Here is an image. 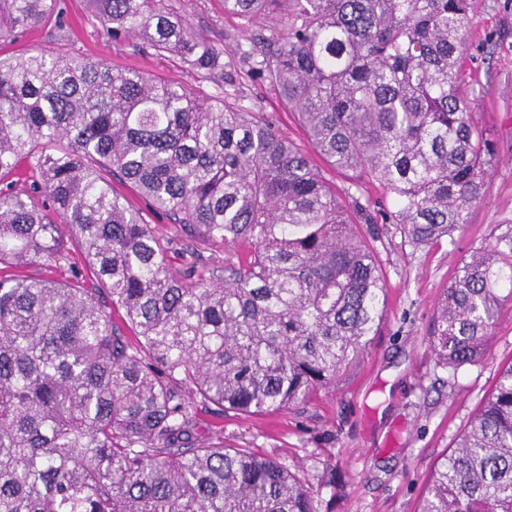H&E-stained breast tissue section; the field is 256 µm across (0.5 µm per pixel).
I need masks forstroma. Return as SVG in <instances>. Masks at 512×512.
Segmentation results:
<instances>
[{
  "instance_id": "1",
  "label": "stroma",
  "mask_w": 512,
  "mask_h": 512,
  "mask_svg": "<svg viewBox=\"0 0 512 512\" xmlns=\"http://www.w3.org/2000/svg\"><path fill=\"white\" fill-rule=\"evenodd\" d=\"M195 33L224 49V71L201 79L175 56L139 40L104 37L88 0H66L62 26L30 29L17 49L104 59L158 76L208 98L237 101L272 118L280 134L302 149L310 143L277 91L248 78L241 51L258 36L285 34L283 20L258 27L226 13L224 0H170ZM474 118L495 151L483 199L452 239L417 250L396 229L380 227L374 246L386 283L382 329L356 367L307 402L270 415H246L198 404L192 442L223 440L288 466L309 489L316 512H419L436 463L452 449L502 367L512 363V303L506 304L482 356L450 368L429 348L444 290L472 247L495 225L512 224V0H473L472 26L462 58ZM116 192L140 209L168 243L170 272L196 267L223 277L225 261L244 259L247 246L200 240L146 208L130 187Z\"/></svg>"
}]
</instances>
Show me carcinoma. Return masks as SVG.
<instances>
[{"label": "carcinoma", "mask_w": 512, "mask_h": 512, "mask_svg": "<svg viewBox=\"0 0 512 512\" xmlns=\"http://www.w3.org/2000/svg\"><path fill=\"white\" fill-rule=\"evenodd\" d=\"M89 2L108 37L206 75L224 67L167 0ZM471 7L224 0L288 18L286 36L244 53L250 75L278 90L345 195L383 189V222L416 249L466 223L492 166L460 65ZM62 15L61 0H0V42ZM114 182L212 242L248 243V257L223 281L172 276L168 243ZM376 223L261 112L106 60L1 55L0 266L57 264L77 247L93 287L82 273L0 275V512H315L285 465L196 448L189 428L199 401L277 412L363 358L386 307ZM496 229L440 302L430 348L444 366L478 359L512 301V224ZM420 512H512V365L434 467Z\"/></svg>", "instance_id": "obj_1"}]
</instances>
